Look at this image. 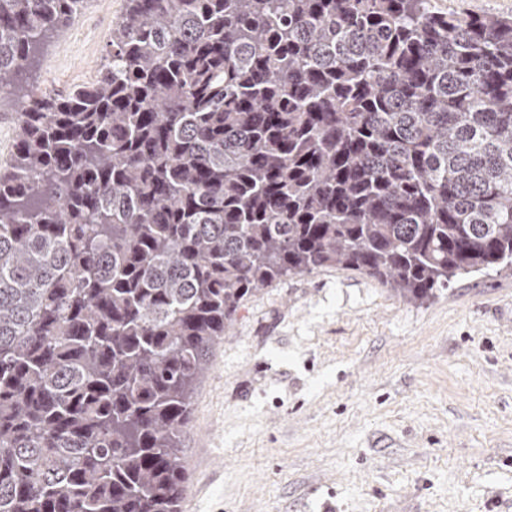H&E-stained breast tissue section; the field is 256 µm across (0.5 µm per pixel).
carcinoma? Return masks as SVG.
<instances>
[{
  "label": "carcinoma",
  "instance_id": "cac0c4a2",
  "mask_svg": "<svg viewBox=\"0 0 512 512\" xmlns=\"http://www.w3.org/2000/svg\"><path fill=\"white\" fill-rule=\"evenodd\" d=\"M87 3L0 0V90ZM111 46L0 168V512H179L194 386L282 277L512 266V19L125 0Z\"/></svg>",
  "mask_w": 512,
  "mask_h": 512
}]
</instances>
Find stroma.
Returning a JSON list of instances; mask_svg holds the SVG:
<instances>
[{"instance_id": "obj_1", "label": "stroma", "mask_w": 512, "mask_h": 512, "mask_svg": "<svg viewBox=\"0 0 512 512\" xmlns=\"http://www.w3.org/2000/svg\"><path fill=\"white\" fill-rule=\"evenodd\" d=\"M125 0H91L0 94L94 79ZM180 512H512V271L422 302L327 268L249 297L192 397Z\"/></svg>"}]
</instances>
